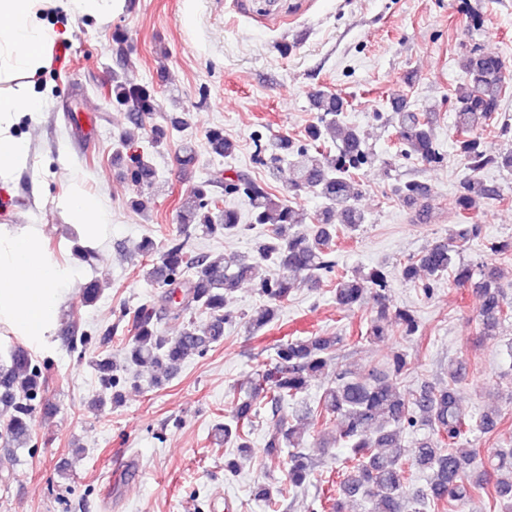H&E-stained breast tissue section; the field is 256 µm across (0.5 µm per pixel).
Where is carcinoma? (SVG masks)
Here are the masks:
<instances>
[{
  "instance_id": "carcinoma-1",
  "label": "carcinoma",
  "mask_w": 512,
  "mask_h": 512,
  "mask_svg": "<svg viewBox=\"0 0 512 512\" xmlns=\"http://www.w3.org/2000/svg\"><path fill=\"white\" fill-rule=\"evenodd\" d=\"M465 87L457 97L454 126L461 135L459 152L469 175L456 198V209L466 223L458 225L448 238L437 241L399 263L402 281L430 294L442 279L455 286H469L480 292L476 321L483 334L493 335L509 315L497 286V271L487 265L461 260L460 244L480 237L479 224L467 220L479 211L492 189L481 173L490 167L512 171V150L487 152L474 133L499 115L505 92L504 63L496 54L473 52L461 58ZM112 101L128 105L130 124L143 127L142 116L154 109L155 96L146 85H129L112 78ZM314 107L319 121L308 127L309 143L294 146L286 138L257 144L255 162L274 166L288 160L291 179L288 196L275 194L249 172L235 170L224 179L226 196L241 195L251 206L255 224L269 226L270 233L259 239L252 252L226 254L213 258L188 247V238H172L157 245L145 239L139 246L151 262L141 265L143 279L162 289L158 302H147L127 312L133 334L125 346V371L150 366L157 385L169 380L189 358L224 339V307L243 282L256 286L265 298L248 316L246 325L253 334L269 325L278 315L282 302L301 287L304 280H324L339 308H352L372 298L376 317L365 335L357 341L388 338L386 323L394 322L401 337L415 335L419 321L410 309L390 310L387 296L389 273L375 268L364 275L336 270V241L347 237L365 221L354 202L352 176L370 160L361 133L343 121V100L334 93L319 92ZM400 152L420 161L439 158L432 125L420 113L407 108L396 112ZM212 150L225 157L235 154L236 143L224 130L208 132ZM127 176L136 187L150 188L155 169L147 155L129 158ZM312 191L324 201V208L312 226L304 229L306 217L291 199ZM218 196L207 181L197 184L181 203V222L193 227L199 237L234 236L244 231L241 213L226 206L217 208ZM164 320L179 321L180 333L169 336L161 330ZM342 336L322 334L291 338L277 345L274 361L260 370L253 395L236 403L231 415L216 428L224 437V447L238 455L253 453L250 436L261 411L271 413L274 429L263 448L265 457L282 464L288 484L303 486L317 467V459L307 448L306 437L318 436L316 451L329 445L348 449V456L336 468L335 492L327 491L312 503L311 512H345L346 500L363 494L369 498L370 512H454L455 503L469 498L476 490L493 484V503L512 512V444L499 449L490 467L474 466L476 455L456 448L471 433H489L501 421L495 411L468 412L460 404L458 384L466 366L462 361L448 363V382L406 390L400 379L406 374L404 353L394 351L384 360L361 373L347 368L336 374L314 406L303 403L310 381L330 363ZM101 394L91 402L94 410L121 399L120 377L110 359L95 361ZM43 371L29 352L10 350L0 363V439L6 447H27L35 434L34 401L43 388ZM293 405L290 414L284 407ZM338 423L336 432L329 426ZM425 426L429 434L414 442L415 451L406 459L401 452L405 430ZM430 472L425 493L405 496L407 469Z\"/></svg>"
}]
</instances>
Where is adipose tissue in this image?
<instances>
[{
	"label": "adipose tissue",
	"instance_id": "ef3b65f1",
	"mask_svg": "<svg viewBox=\"0 0 512 512\" xmlns=\"http://www.w3.org/2000/svg\"><path fill=\"white\" fill-rule=\"evenodd\" d=\"M125 0H0V191L13 192L33 165L20 126H38L45 99L37 91L53 51L81 18L99 21L122 12ZM81 242L98 247L112 232V213L99 195L72 185L55 202ZM72 267L48 248L40 224L0 223V328L37 343L55 326L73 287Z\"/></svg>",
	"mask_w": 512,
	"mask_h": 512
}]
</instances>
